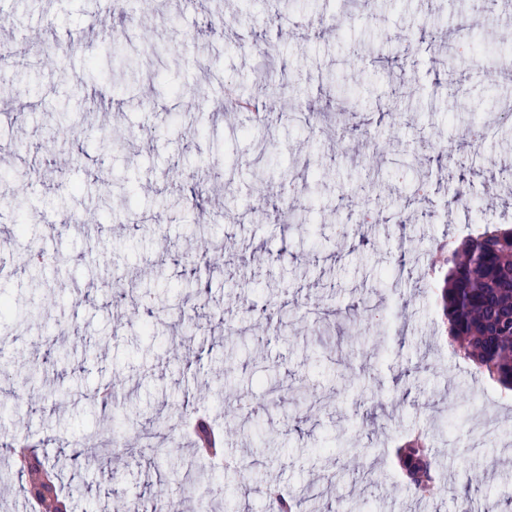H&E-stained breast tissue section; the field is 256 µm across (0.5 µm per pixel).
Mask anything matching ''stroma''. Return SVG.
<instances>
[{
  "mask_svg": "<svg viewBox=\"0 0 512 512\" xmlns=\"http://www.w3.org/2000/svg\"><path fill=\"white\" fill-rule=\"evenodd\" d=\"M265 0H148L137 7L138 26L154 37L138 57L137 75L120 89L115 106H102L110 38L97 36L101 0H10V34L24 51L0 81V168L27 184L15 197L0 182V220L24 222L25 240L45 265L15 245L0 250V294L20 303L0 319V389L15 403L0 414V443L33 441L54 463L72 497L71 512H119L130 500H150L157 486L176 512H267V489L318 484L323 497L306 512H453L476 499L496 512L499 492L512 487V392H504L471 361L453 352L436 294L443 281L430 269L440 244L461 241L478 225H512V121L501 101L512 81L472 74L466 118L488 127L476 147L458 141L448 114L453 105L435 84L432 61L474 53L507 56L498 42L512 29V9L488 15L480 0L458 13L452 0H293L287 23L239 41L240 27L213 33L209 13L244 16ZM318 14H340L342 29L307 27ZM367 43L369 55L353 49ZM274 44L277 57L265 56ZM335 72L345 84L349 114L300 122L308 104L324 107L314 76ZM279 89L280 110L256 121L224 109L225 92L254 93L258 81ZM418 94L404 123L385 112L403 83ZM67 111L70 134L54 139L52 114ZM365 125L368 146L341 134L345 123ZM119 126L123 150H100L101 130ZM455 145V164L436 161L439 147ZM181 176L205 177L224 193L223 224L206 239L190 235L198 210L175 206ZM426 178H419V171ZM114 177L112 195L123 211H101L98 179ZM372 193L368 221L358 224L351 197ZM462 201H455L456 193ZM278 195L306 206L307 229L268 218L258 198ZM479 196V211L464 206ZM97 213L96 228L63 223L68 214ZM366 243H359V236ZM224 251V267L209 269L202 247ZM134 278L135 297L154 306L157 319L143 335L142 314L112 296L117 276ZM205 292L201 305H183L187 279ZM287 301L281 326L257 322L251 307ZM325 309L322 322L308 311ZM241 336L223 346L225 324ZM189 359L170 360L172 339ZM276 364L266 372V364ZM41 367L45 388L66 399L29 402L30 365ZM112 391L115 409L141 417L162 413L155 447L188 435L180 402L198 396L224 432V453L247 458V473L225 470L214 495L173 477L193 444L174 449L166 464L132 460L139 427H113L91 413L87 397ZM493 396L497 433L473 452L468 414ZM237 398L248 422L227 423ZM280 429L281 444L263 448L257 433ZM426 432L442 486L453 495L421 497L403 478L397 449ZM352 439L364 456L336 453L337 437ZM100 444L122 474L120 483L96 471H75L68 449Z\"/></svg>",
  "mask_w": 512,
  "mask_h": 512,
  "instance_id": "1",
  "label": "stroma"
}]
</instances>
